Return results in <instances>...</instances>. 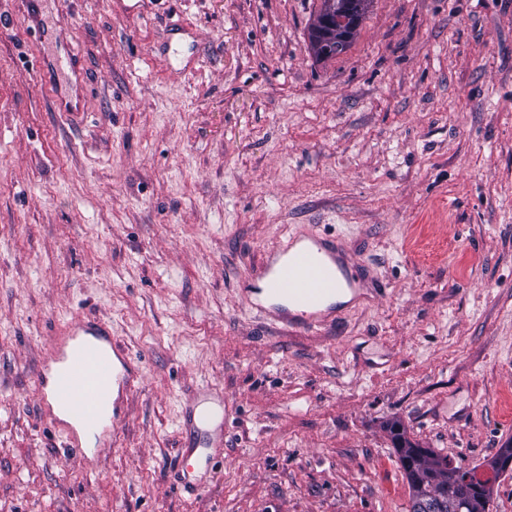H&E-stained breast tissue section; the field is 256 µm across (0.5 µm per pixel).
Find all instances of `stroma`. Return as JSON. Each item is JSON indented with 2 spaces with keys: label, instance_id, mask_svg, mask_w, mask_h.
I'll use <instances>...</instances> for the list:
<instances>
[{
  "label": "stroma",
  "instance_id": "1",
  "mask_svg": "<svg viewBox=\"0 0 512 512\" xmlns=\"http://www.w3.org/2000/svg\"><path fill=\"white\" fill-rule=\"evenodd\" d=\"M320 5L0 0V512H406L391 425L466 467L512 448V0H368L330 60ZM311 230L384 295L262 320L248 272ZM83 317L142 374L92 472L34 386ZM178 434L181 484L186 490H197L205 484L203 476L191 474L199 467L207 473L224 449V390L196 393L183 409Z\"/></svg>",
  "mask_w": 512,
  "mask_h": 512
}]
</instances>
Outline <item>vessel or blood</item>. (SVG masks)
<instances>
[{
    "instance_id": "b4317fda",
    "label": "vessel or blood",
    "mask_w": 512,
    "mask_h": 512,
    "mask_svg": "<svg viewBox=\"0 0 512 512\" xmlns=\"http://www.w3.org/2000/svg\"><path fill=\"white\" fill-rule=\"evenodd\" d=\"M258 277L263 286L259 294H246V305L271 321L303 330L333 322L341 293L364 288L378 296L384 291L363 259L340 252L335 238L323 233L292 234L290 244L266 254ZM49 352V366L36 374L40 414L65 434L85 469L95 470L141 376L108 327L91 318L71 325ZM223 449L224 392L196 393L183 409L179 428L183 488H201L195 469L210 468Z\"/></svg>"
}]
</instances>
